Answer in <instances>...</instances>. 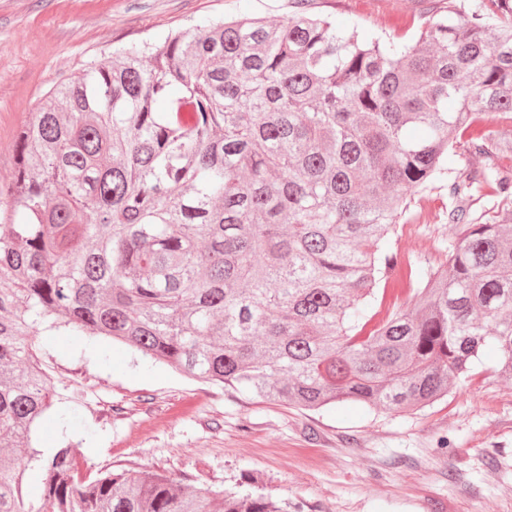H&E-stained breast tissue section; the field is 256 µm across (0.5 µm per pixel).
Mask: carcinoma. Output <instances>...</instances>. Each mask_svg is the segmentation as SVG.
<instances>
[{
    "mask_svg": "<svg viewBox=\"0 0 512 512\" xmlns=\"http://www.w3.org/2000/svg\"><path fill=\"white\" fill-rule=\"evenodd\" d=\"M118 50L49 93L0 185V512H287L33 444L48 323L263 402L422 409L486 347L512 375V0H440L410 36L311 0ZM486 159L452 167L457 138ZM448 190L447 269L386 241ZM40 478L39 506L23 487Z\"/></svg>",
    "mask_w": 512,
    "mask_h": 512,
    "instance_id": "carcinoma-1",
    "label": "carcinoma"
}]
</instances>
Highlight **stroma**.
Listing matches in <instances>:
<instances>
[{
	"instance_id": "obj_1",
	"label": "stroma",
	"mask_w": 512,
	"mask_h": 512,
	"mask_svg": "<svg viewBox=\"0 0 512 512\" xmlns=\"http://www.w3.org/2000/svg\"><path fill=\"white\" fill-rule=\"evenodd\" d=\"M293 0H0V182L13 142L56 84L124 46L195 23L249 14L279 23ZM367 33L405 31L434 0H317ZM448 197L416 196L390 247L437 270L451 237ZM33 353L55 410L41 445L71 444L84 473L150 467L215 491L300 503L303 512H512V376L487 352L472 381L413 414L344 404L313 412L206 384L99 337L41 332Z\"/></svg>"
}]
</instances>
